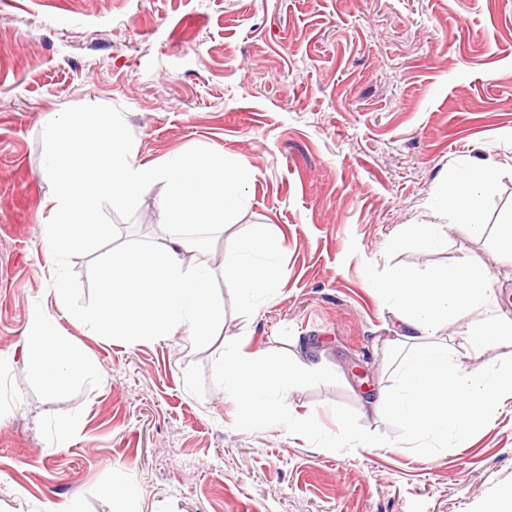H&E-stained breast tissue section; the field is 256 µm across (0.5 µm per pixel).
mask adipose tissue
I'll return each instance as SVG.
<instances>
[{
	"label": "adipose tissue",
	"mask_w": 512,
	"mask_h": 512,
	"mask_svg": "<svg viewBox=\"0 0 512 512\" xmlns=\"http://www.w3.org/2000/svg\"><path fill=\"white\" fill-rule=\"evenodd\" d=\"M498 178L490 161H462L434 197L432 220L400 228L389 242L390 251L410 244L436 249L449 228L469 241L482 238L483 205ZM224 272L237 283L241 311L256 318L279 286L281 250L268 240L235 241L225 253ZM367 284L395 317L390 347L408 350L395 385L380 388L372 400L374 413L394 429L395 443L418 449L423 460H439L449 449L467 447L476 432L512 405V314L501 308L493 283L480 263L466 254L445 270L398 267L382 279L368 275ZM451 324L459 327L455 344L438 342L437 333ZM491 346L506 350L497 364L482 370L462 365L463 353ZM22 360L28 373L52 388L95 373L94 365L61 336L55 316L39 303L29 312ZM218 371L224 399L237 407L246 427L299 430L327 451L382 448L389 439L353 426L341 415L336 430L325 431L310 413L286 406L292 387L320 376L319 362L296 355L277 362L246 351L235 340L225 344Z\"/></svg>",
	"instance_id": "1"
}]
</instances>
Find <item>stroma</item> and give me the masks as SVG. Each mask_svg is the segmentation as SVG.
<instances>
[{
	"label": "stroma",
	"instance_id": "35a3bbf8",
	"mask_svg": "<svg viewBox=\"0 0 512 512\" xmlns=\"http://www.w3.org/2000/svg\"><path fill=\"white\" fill-rule=\"evenodd\" d=\"M81 104L123 108L136 159L202 146L256 169L250 205L207 252L224 299L215 340L125 343L74 322L48 290L41 126ZM500 177L487 225L512 210V0H0V512H497L512 495V411L432 462L416 449L328 453L300 432L239 425L216 381L225 342L323 362L287 406L378 428L361 403L391 385L395 318L365 277L446 268L460 246L512 309V267L450 232L434 251L388 241L427 220L461 160ZM163 184L120 241L162 237ZM282 248V284L257 321L224 274L234 239ZM43 303L96 377L53 393L23 372L22 337ZM193 387H186L185 379ZM80 427L56 445L57 421Z\"/></svg>",
	"mask_w": 512,
	"mask_h": 512
}]
</instances>
